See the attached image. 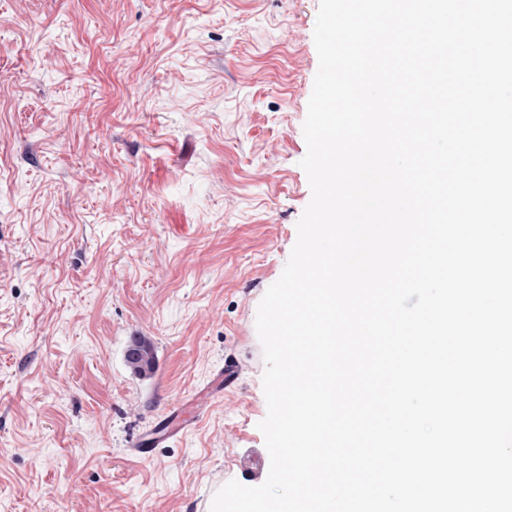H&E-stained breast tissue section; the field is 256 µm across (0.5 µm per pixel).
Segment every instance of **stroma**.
<instances>
[{"label": "stroma", "mask_w": 512, "mask_h": 512, "mask_svg": "<svg viewBox=\"0 0 512 512\" xmlns=\"http://www.w3.org/2000/svg\"><path fill=\"white\" fill-rule=\"evenodd\" d=\"M318 7L0 0V512H210L265 481L255 319L311 200ZM227 361L203 420L135 456ZM131 345L136 346L138 353L137 357L134 358L125 352V360L127 365L135 374L139 376H150L153 373L156 364L152 342L146 338L135 337L128 348Z\"/></svg>", "instance_id": "1"}]
</instances>
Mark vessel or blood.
<instances>
[{
    "instance_id": "b4317fda",
    "label": "vessel or blood",
    "mask_w": 512,
    "mask_h": 512,
    "mask_svg": "<svg viewBox=\"0 0 512 512\" xmlns=\"http://www.w3.org/2000/svg\"><path fill=\"white\" fill-rule=\"evenodd\" d=\"M238 377L235 365H225L218 370L207 390L193 395L180 404L176 411L165 420L154 425L151 430L140 438L136 453L138 456H149L154 448L160 447L174 437L185 433L190 423L196 422L200 415L207 410L212 400L223 394L226 387L232 386Z\"/></svg>"
}]
</instances>
